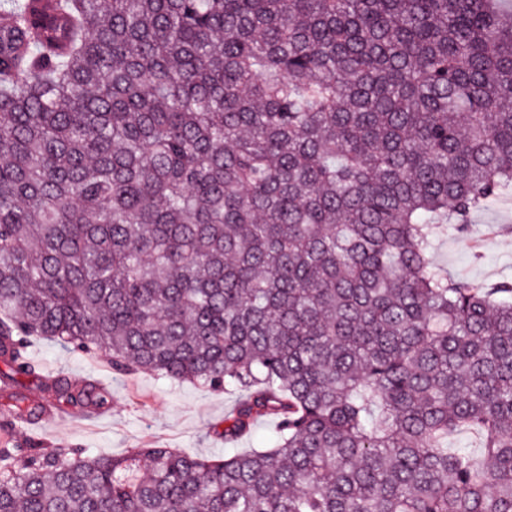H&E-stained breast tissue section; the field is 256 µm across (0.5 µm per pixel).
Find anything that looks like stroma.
Returning <instances> with one entry per match:
<instances>
[{
    "instance_id": "obj_1",
    "label": "stroma",
    "mask_w": 512,
    "mask_h": 512,
    "mask_svg": "<svg viewBox=\"0 0 512 512\" xmlns=\"http://www.w3.org/2000/svg\"><path fill=\"white\" fill-rule=\"evenodd\" d=\"M432 260L437 268L467 281L512 282V193L474 213L467 233L449 229L438 240ZM27 352L41 374L101 384L109 391L111 404L102 413L62 405L54 419L16 427L15 444L120 456L157 443L192 455H223L224 441L213 428L233 407L235 396L148 374L122 376L105 355H88L39 338L30 341Z\"/></svg>"
}]
</instances>
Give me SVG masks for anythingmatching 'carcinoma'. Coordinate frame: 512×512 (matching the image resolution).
Returning a JSON list of instances; mask_svg holds the SVG:
<instances>
[{
    "instance_id": "1",
    "label": "carcinoma",
    "mask_w": 512,
    "mask_h": 512,
    "mask_svg": "<svg viewBox=\"0 0 512 512\" xmlns=\"http://www.w3.org/2000/svg\"><path fill=\"white\" fill-rule=\"evenodd\" d=\"M511 190L497 0H3L0 359L35 375L39 336L239 395L226 443L278 431L111 458L6 428L0 512H512V282L431 256Z\"/></svg>"
}]
</instances>
